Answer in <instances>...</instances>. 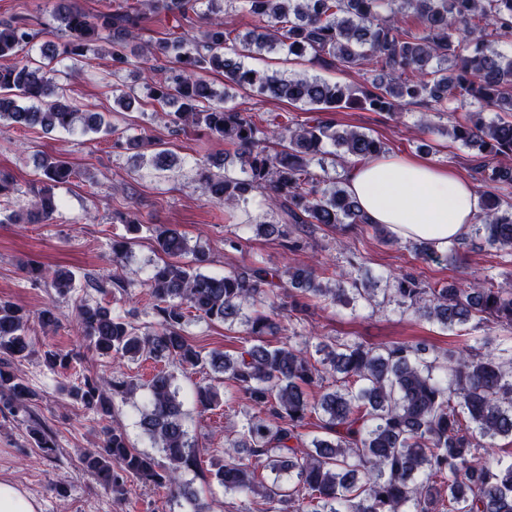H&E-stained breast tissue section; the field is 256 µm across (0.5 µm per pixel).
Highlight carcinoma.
I'll return each instance as SVG.
<instances>
[{
    "instance_id": "cac0c4a2",
    "label": "carcinoma",
    "mask_w": 512,
    "mask_h": 512,
    "mask_svg": "<svg viewBox=\"0 0 512 512\" xmlns=\"http://www.w3.org/2000/svg\"><path fill=\"white\" fill-rule=\"evenodd\" d=\"M141 6L88 14L58 0L55 18L63 41L45 44L42 61H17L34 43L27 23L0 20V124L25 129L116 133L99 113L81 112L67 94L56 64L76 66L106 40L112 73L124 71L130 56L168 58L171 66L143 73L149 98L162 107L174 131L202 128L235 150L243 176H230L224 164L199 167V177L214 200L227 205L260 192L277 219L251 224L257 235L301 242L288 226L364 224L356 199L340 177L325 178L331 145L366 161L385 153L368 133L335 128L332 123L286 120L263 125L247 108H227L206 79L221 72L224 81L252 97L316 107L318 111L358 108L396 116L417 102L436 114L453 100L476 102L481 111L471 124H455L448 135L483 157L479 173L490 190L474 225L475 236L500 250L512 248V56L498 51L487 26L512 33V0H208L201 37L190 41L172 32L155 45L139 42L146 11L188 20L196 0H140ZM240 4L258 30L239 39L218 14ZM280 50L311 57L340 71L365 63L378 74L369 85L354 87L305 75L288 76L246 65L245 57ZM497 113L487 120L483 111ZM117 148L131 152L140 167L170 169L176 159L163 149L148 152L144 138L119 136ZM37 223L57 210L53 188L78 176L61 156L46 155L40 165ZM154 242L165 259L152 265L145 286L153 300L156 326L141 329L126 316L100 304L78 308L82 333L101 356L150 358L164 367L141 386L131 378L85 375L68 389L88 412L111 418L115 400L146 390L136 407L137 426L167 460L134 448L119 425L102 429V446L83 464L114 494L127 483L169 489L180 494L191 512H201L197 491L182 480L197 467L199 449L190 440L188 413L169 366L218 374L224 389L246 394L245 422L224 436V457L211 461L210 481L224 492L270 505L265 512H512V463L482 462V441L512 438V345L479 339L484 351L468 347L433 349L422 342H394L368 347L349 340L322 342L310 352L291 344L271 345L269 337L288 330L283 318L298 320L321 302H363L376 297L375 285L353 272L348 287L322 285L311 268L285 270L263 266L229 268L220 276L201 272L202 250L189 248L175 229L154 228ZM193 259L185 260L188 254ZM34 281L51 279L60 293L74 288L69 271L31 266ZM399 311L410 312L444 329L472 318L480 323L512 324V293L475 283L467 288H431L405 275L388 289ZM288 314H280L282 310ZM229 328H245L246 338L232 354L206 351L185 333L188 314ZM52 308L32 316L0 301V413L32 424L35 446L50 456L52 436L36 424L28 402L34 393L20 365L27 357L30 325L52 327ZM320 358H315L314 354ZM219 389L200 385L197 409L218 406ZM316 421L321 434L307 439L305 427Z\"/></svg>"
}]
</instances>
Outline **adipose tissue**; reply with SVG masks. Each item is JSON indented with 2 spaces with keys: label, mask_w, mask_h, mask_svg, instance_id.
Masks as SVG:
<instances>
[{
  "label": "adipose tissue",
  "mask_w": 512,
  "mask_h": 512,
  "mask_svg": "<svg viewBox=\"0 0 512 512\" xmlns=\"http://www.w3.org/2000/svg\"><path fill=\"white\" fill-rule=\"evenodd\" d=\"M347 189L368 223L402 239L429 242L438 251L460 240L481 210L476 186L447 168L394 155L351 166Z\"/></svg>",
  "instance_id": "1"
}]
</instances>
